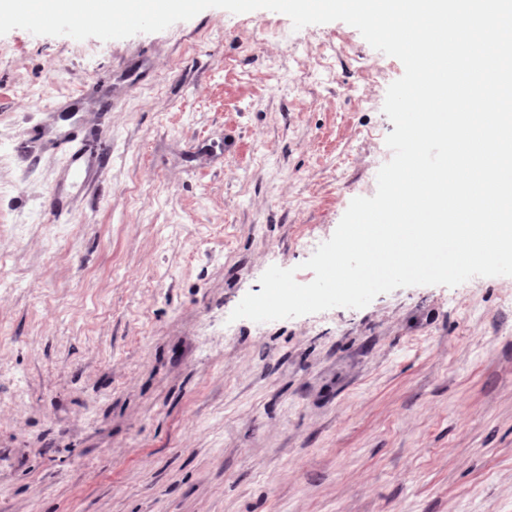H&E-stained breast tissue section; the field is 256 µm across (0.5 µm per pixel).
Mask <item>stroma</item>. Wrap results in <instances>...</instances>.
Here are the masks:
<instances>
[{"label": "stroma", "instance_id": "1", "mask_svg": "<svg viewBox=\"0 0 512 512\" xmlns=\"http://www.w3.org/2000/svg\"><path fill=\"white\" fill-rule=\"evenodd\" d=\"M403 73L266 9L0 36V512H512V276L229 319L375 194Z\"/></svg>", "mask_w": 512, "mask_h": 512}]
</instances>
